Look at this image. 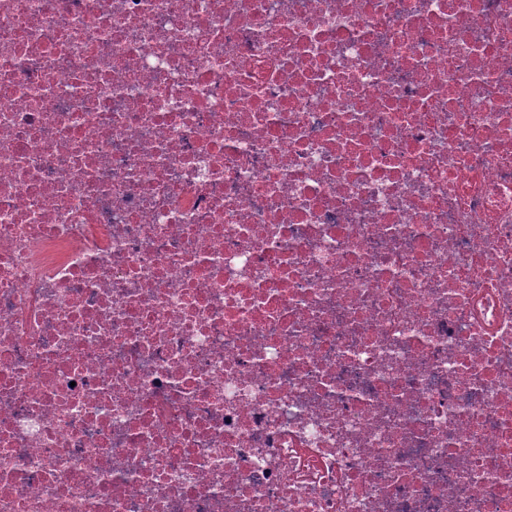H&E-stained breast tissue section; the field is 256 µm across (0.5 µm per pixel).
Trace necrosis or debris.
I'll return each mask as SVG.
<instances>
[{
  "instance_id": "obj_1",
  "label": "necrosis or debris",
  "mask_w": 512,
  "mask_h": 512,
  "mask_svg": "<svg viewBox=\"0 0 512 512\" xmlns=\"http://www.w3.org/2000/svg\"><path fill=\"white\" fill-rule=\"evenodd\" d=\"M0 512H512V0H0Z\"/></svg>"
}]
</instances>
